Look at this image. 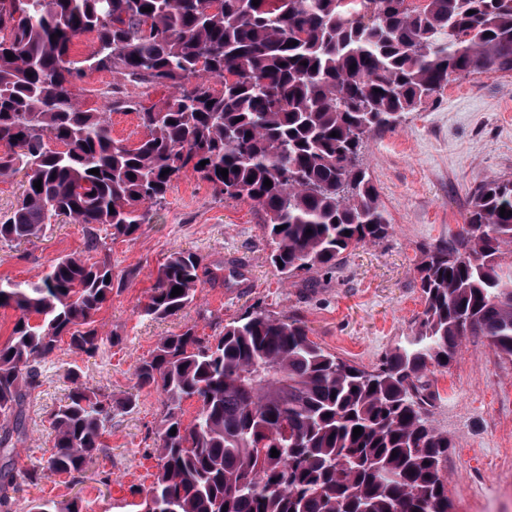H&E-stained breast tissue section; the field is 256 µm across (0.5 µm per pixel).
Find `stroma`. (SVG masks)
<instances>
[{
    "label": "stroma",
    "mask_w": 512,
    "mask_h": 512,
    "mask_svg": "<svg viewBox=\"0 0 512 512\" xmlns=\"http://www.w3.org/2000/svg\"><path fill=\"white\" fill-rule=\"evenodd\" d=\"M107 71H89L78 85L85 106L136 95ZM364 163L390 215L392 229L376 245L344 255L335 270L281 281L269 261L260 215L250 202L215 194L196 175L173 181L152 223L108 251H87L82 224H56L18 247L0 244V277L37 279L57 257H110L114 290L96 316L103 343L87 355L62 343L47 364L28 404L27 434L16 445L18 467L46 461L53 437L48 412L70 387L69 370L115 404L107 449L77 478L46 474L15 495L13 512L43 498H81L88 512H137L142 489L156 472L151 434L162 413L157 394H141L133 409L119 405L133 391V370L161 337L195 326L215 336L225 323L256 309L294 316L324 349L358 365H379L412 334L424 309L416 266L421 250L452 237L464 224L472 191L495 176H512V75L461 77L396 128L374 135ZM179 250L202 255L217 274L191 307L166 320L141 316L167 256ZM438 394L433 424L452 441L448 495L455 512H512V359L495 354L479 336L465 339L445 368L428 376ZM108 484H101L103 475Z\"/></svg>",
    "instance_id": "35a3bbf8"
}]
</instances>
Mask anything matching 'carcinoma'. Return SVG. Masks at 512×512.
Wrapping results in <instances>:
<instances>
[{"mask_svg": "<svg viewBox=\"0 0 512 512\" xmlns=\"http://www.w3.org/2000/svg\"><path fill=\"white\" fill-rule=\"evenodd\" d=\"M42 3L0 0V177L24 179L0 217V242L15 246L62 217L91 226V250L105 237L130 238L192 171L258 209L282 280L332 269L391 227L362 162L371 136L395 130L455 75L512 74V0ZM85 32L95 44L75 60L73 39ZM87 70L145 91L86 109L75 88ZM116 109L139 118L133 147L112 137L107 113ZM468 211L453 238L424 251V310L372 370L326 352L302 320L263 310L225 324L213 343L193 326L161 337L121 403L131 409L155 392L164 406L158 472L140 512H453L452 444L428 418V373L448 367L468 336L512 358V288L503 287L512 283V178L476 188ZM209 277L200 255L171 253L142 316L177 315ZM110 278L109 258L71 254L36 281L0 278V308L17 313L0 345V512H12L9 492L20 484L46 470L73 477L106 447L112 402L72 371L66 400L48 416L46 463L23 470L14 459L27 400L63 337L98 351L95 316ZM175 286L182 293L172 298ZM188 399L198 410L186 424ZM28 512L84 510L75 498Z\"/></svg>", "mask_w": 512, "mask_h": 512, "instance_id": "carcinoma-1", "label": "carcinoma"}]
</instances>
